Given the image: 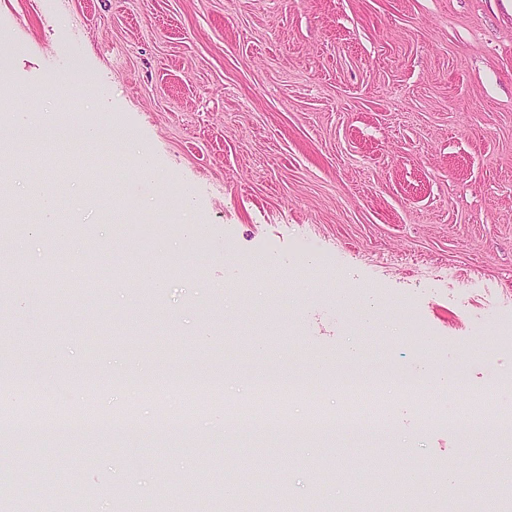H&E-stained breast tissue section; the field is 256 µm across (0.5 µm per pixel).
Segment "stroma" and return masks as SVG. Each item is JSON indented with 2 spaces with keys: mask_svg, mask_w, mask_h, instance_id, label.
Listing matches in <instances>:
<instances>
[{
  "mask_svg": "<svg viewBox=\"0 0 512 512\" xmlns=\"http://www.w3.org/2000/svg\"><path fill=\"white\" fill-rule=\"evenodd\" d=\"M0 133L12 116L62 126L109 117V156L81 152L104 189L55 179L72 155L24 133L0 156L19 218L1 244L28 289L0 292V362L69 394L106 387L108 410L132 403L149 430L55 440L0 434L9 500L44 512L50 487L85 485L59 512H127L157 489L196 487L203 512H224L245 473L259 468L321 512L351 496L347 459L413 472L408 512H463L451 476L465 474L512 512V431L473 432L460 410L469 391L499 396L512 376V0H0ZM85 86L61 111L69 81ZM55 221L73 234L57 244ZM85 251L93 288L70 297L68 271L41 253ZM180 263L165 286L126 288L142 263ZM263 259L274 275L240 280L226 257ZM375 319H365L366 308ZM426 374L411 394H389L390 431L282 436L217 419L250 415L260 376ZM215 373L223 398L167 440L150 430L152 401L112 386L116 375ZM455 375L464 391L440 392Z\"/></svg>",
  "mask_w": 512,
  "mask_h": 512,
  "instance_id": "35a3bbf8",
  "label": "stroma"
}]
</instances>
